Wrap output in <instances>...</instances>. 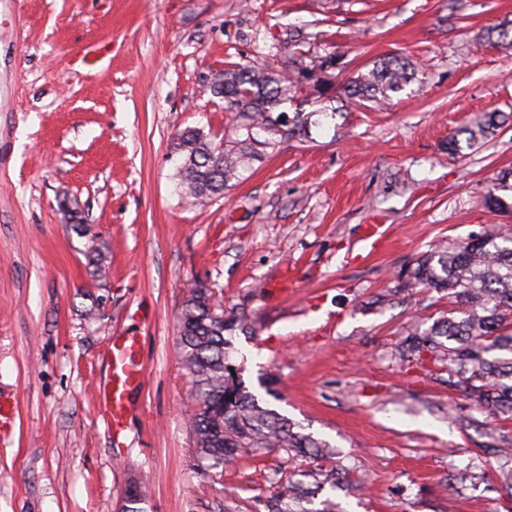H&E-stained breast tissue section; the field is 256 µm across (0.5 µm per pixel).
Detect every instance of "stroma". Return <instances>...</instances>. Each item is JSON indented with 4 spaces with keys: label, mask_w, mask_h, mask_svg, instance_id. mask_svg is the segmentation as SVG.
I'll return each instance as SVG.
<instances>
[{
    "label": "stroma",
    "mask_w": 512,
    "mask_h": 512,
    "mask_svg": "<svg viewBox=\"0 0 512 512\" xmlns=\"http://www.w3.org/2000/svg\"><path fill=\"white\" fill-rule=\"evenodd\" d=\"M512 0H0V512H122L144 481L147 512H264L309 459L262 451L198 474L191 380L177 316L192 284L243 318L233 361L261 406L334 449L361 491L354 512H506L495 437L434 358L395 349L458 306L401 286L437 244L512 226L483 197L512 170V46L487 41ZM309 36L286 48L288 32ZM336 68L333 97L256 147L223 197L193 207L173 174L177 134H240L209 79L225 63ZM400 55L413 82L389 108L347 87ZM502 125L449 156L450 133L486 112ZM88 226L80 235L74 218ZM107 275L95 279L91 247ZM139 337L147 384L121 439L96 408L113 337Z\"/></svg>",
    "instance_id": "stroma-1"
}]
</instances>
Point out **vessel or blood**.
I'll return each instance as SVG.
<instances>
[{
	"label": "vessel or blood",
	"mask_w": 512,
	"mask_h": 512,
	"mask_svg": "<svg viewBox=\"0 0 512 512\" xmlns=\"http://www.w3.org/2000/svg\"><path fill=\"white\" fill-rule=\"evenodd\" d=\"M109 373L106 382L100 385L97 405L107 415V426L113 434H121L131 410V397L143 389L145 375L138 361L135 338L116 336L108 357Z\"/></svg>",
	"instance_id": "obj_1"
}]
</instances>
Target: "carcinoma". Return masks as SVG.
<instances>
[{"mask_svg": "<svg viewBox=\"0 0 512 512\" xmlns=\"http://www.w3.org/2000/svg\"><path fill=\"white\" fill-rule=\"evenodd\" d=\"M412 79L407 60L387 57L352 80L348 95L353 102L384 107ZM308 88L321 95L331 90L314 69L301 64L284 71L274 64L258 69L229 62L210 79V91L224 101L232 125L246 131L248 141L266 133L262 144L271 148L278 144L272 113ZM499 127L496 113L483 114L448 136V154L461 153L463 141L469 148L489 141ZM175 146L183 156L175 173L177 184L197 204L223 196L247 159L236 145L217 149L199 129L179 133ZM484 204L492 211L512 213V173L495 179ZM418 286L448 293L464 310L460 318H441L430 329L409 335L398 347V357L405 361L432 353L448 362V385L489 414L512 417V231L487 227L451 250L434 247L407 274L406 290ZM239 325L241 319L225 313L224 301L212 289L202 284L187 289L178 319V346L194 385L191 434L199 472L221 469L248 448L314 461L330 458L328 443L294 430L288 419L261 406L237 375L229 352L230 335ZM308 476L317 490H358L364 483L362 475L334 468L317 467ZM132 487L134 494L124 495L123 512H146L144 487L136 482ZM308 492L304 482L288 478L266 500L265 509L307 512L301 503Z\"/></svg>", "mask_w": 512, "mask_h": 512, "instance_id": "carcinoma-1", "label": "carcinoma"}]
</instances>
